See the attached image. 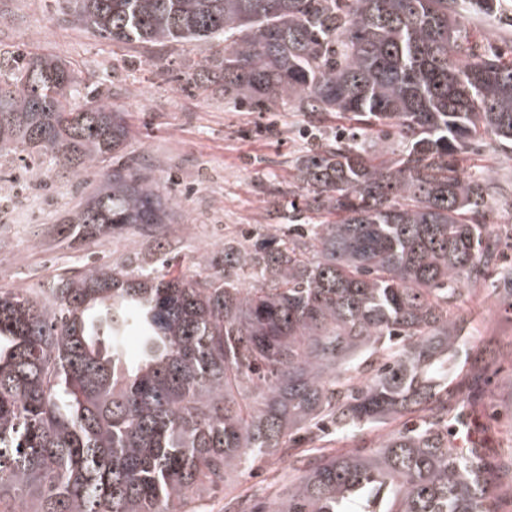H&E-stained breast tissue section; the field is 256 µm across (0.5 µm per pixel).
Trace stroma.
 Segmentation results:
<instances>
[{
  "label": "stroma",
  "mask_w": 512,
  "mask_h": 512,
  "mask_svg": "<svg viewBox=\"0 0 512 512\" xmlns=\"http://www.w3.org/2000/svg\"><path fill=\"white\" fill-rule=\"evenodd\" d=\"M464 22L478 45H512V0H498L490 15L467 12ZM14 49L56 56L82 83L105 79L112 103L130 116L126 158L158 183L177 216L159 234L171 273L198 272L201 256L223 257L226 238L256 239L286 211L305 115L290 103L265 112L225 100L217 87L195 89L185 75L200 47L177 45L156 61L146 49H118L64 22L58 0H0V51ZM100 182L92 174L71 180L50 164L33 174L17 156H0V288L35 289L53 274L110 262L153 264L159 236L129 227L88 237L67 223ZM457 312L481 351L459 377L468 436L498 485V512H512V307L484 285L463 296ZM297 476L287 461L265 458L227 473L222 488L203 489L199 503L203 512H224L227 497L244 490L260 502Z\"/></svg>",
  "instance_id": "obj_1"
}]
</instances>
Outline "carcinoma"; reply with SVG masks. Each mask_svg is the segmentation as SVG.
<instances>
[{"label":"carcinoma","instance_id":"cac0c4a2","mask_svg":"<svg viewBox=\"0 0 512 512\" xmlns=\"http://www.w3.org/2000/svg\"><path fill=\"white\" fill-rule=\"evenodd\" d=\"M124 49L222 42L194 86L317 130L293 161L288 213L224 243V276L92 266L36 291L0 289V512H198V492L265 457L302 470L287 492L224 512H494L480 449L456 444L470 358L463 287L512 302V207L465 165L488 134L512 150V59L462 21L495 0H65ZM353 132H322L327 115ZM128 113L52 56L0 60V150L103 184L65 219L89 236L169 224V198L118 163ZM391 136L389 158L377 141ZM138 338L134 360L125 337ZM407 419L375 445L325 452Z\"/></svg>","mask_w":512,"mask_h":512}]
</instances>
